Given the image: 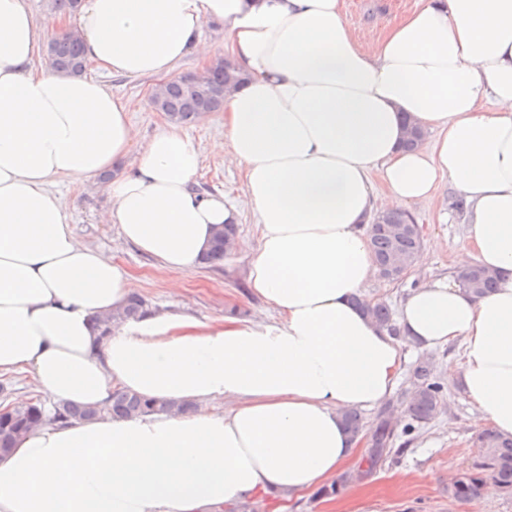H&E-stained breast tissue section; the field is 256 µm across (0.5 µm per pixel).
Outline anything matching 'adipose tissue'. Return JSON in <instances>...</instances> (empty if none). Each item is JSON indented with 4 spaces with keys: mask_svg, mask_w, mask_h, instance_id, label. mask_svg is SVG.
Listing matches in <instances>:
<instances>
[{
    "mask_svg": "<svg viewBox=\"0 0 512 512\" xmlns=\"http://www.w3.org/2000/svg\"><path fill=\"white\" fill-rule=\"evenodd\" d=\"M210 24L241 79L212 146L244 172L240 204L194 190L201 154L173 127L114 172L137 136L125 107L99 80L34 69L40 25L26 0H0V375L29 376L46 406L99 410L44 421L0 457V512H221L334 484L357 446L342 414L392 394L404 338L461 342L449 375L512 437V0H420L368 43L344 0H82L60 31L137 79L212 57ZM410 123L431 139L404 148ZM63 177L100 179L108 223L172 272L201 266L248 207L247 285L273 317L155 310L102 334L131 275L76 239L52 190ZM444 182L468 213L458 270L499 284L426 282L396 337L359 304L377 271L369 221ZM116 387L195 409L116 418ZM461 283L478 296L487 294L497 285L495 276L479 265L471 267L464 273L461 276ZM98 413L99 410L95 408L62 404L56 406L52 420L62 423L69 422L71 420H88L97 416Z\"/></svg>",
    "mask_w": 512,
    "mask_h": 512,
    "instance_id": "adipose-tissue-1",
    "label": "adipose tissue"
}]
</instances>
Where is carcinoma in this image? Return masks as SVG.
<instances>
[{"mask_svg":"<svg viewBox=\"0 0 512 512\" xmlns=\"http://www.w3.org/2000/svg\"><path fill=\"white\" fill-rule=\"evenodd\" d=\"M47 59L51 68L66 73L78 74L86 68L81 40L76 35L53 39L48 46ZM232 79L233 76L225 67L213 70L202 84L186 75L176 77L155 89L151 103L153 107L170 113V121L191 124L202 112L222 110L224 94H219L212 101L204 97L203 93L207 90L220 91ZM412 220L413 217L406 212H394L384 214L380 220L370 224V250L379 275L387 280L399 279L419 257L422 240L417 235L406 232L408 222ZM236 236L235 226H225L214 239L205 256V262L215 264L224 259V255L234 245ZM461 283L478 296L490 292L497 285L495 276L479 265L464 273ZM359 304L365 307L375 322L389 328L392 333H397L393 313L387 304L367 299L359 300ZM148 309L146 300L134 294L122 310L100 318V322L109 331L112 324L136 320ZM412 376L413 389L407 399V414L413 422L422 425L438 414L443 385L435 379L433 369L427 364L416 366ZM175 409L187 412L191 410V405L181 403L175 406L157 402L121 388L112 390L110 404L104 407L108 413L127 418L169 413ZM98 413L100 410L95 408L62 404L55 408L52 420L62 423L88 420ZM44 418L42 404L38 400L5 407L0 412V454L7 453L17 439L41 424ZM343 420L352 439L355 440L362 434L368 438L369 467H375L392 453L396 434L394 426L387 418V410H382L374 425L368 429L365 428L361 415L352 409L344 412ZM476 445V457L448 484V495L458 501H471L480 495L488 480L493 481L503 492L512 494V438H503L494 430L487 429L477 436Z\"/></svg>","mask_w":512,"mask_h":512,"instance_id":"carcinoma-1","label":"carcinoma"}]
</instances>
